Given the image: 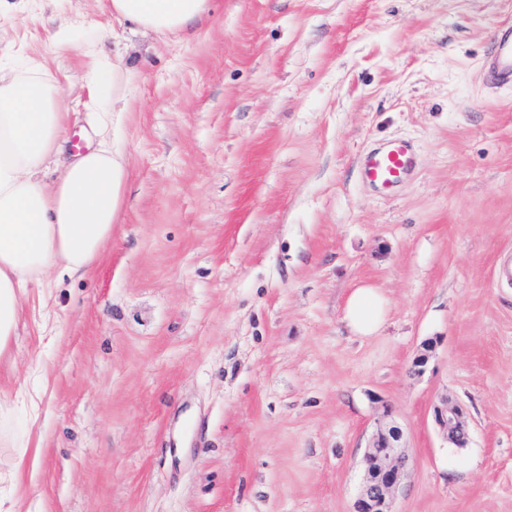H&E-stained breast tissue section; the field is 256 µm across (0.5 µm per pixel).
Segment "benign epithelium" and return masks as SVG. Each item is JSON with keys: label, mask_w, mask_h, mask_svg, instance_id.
<instances>
[{"label": "benign epithelium", "mask_w": 512, "mask_h": 512, "mask_svg": "<svg viewBox=\"0 0 512 512\" xmlns=\"http://www.w3.org/2000/svg\"><path fill=\"white\" fill-rule=\"evenodd\" d=\"M433 420L455 447L469 443L468 416L464 406L442 398L434 406ZM404 431L395 422L379 427L364 455V474L352 512H395L394 494L408 470L403 451Z\"/></svg>", "instance_id": "1"}]
</instances>
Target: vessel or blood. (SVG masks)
Instances as JSON below:
<instances>
[{"label": "vessel or blood", "mask_w": 512, "mask_h": 512, "mask_svg": "<svg viewBox=\"0 0 512 512\" xmlns=\"http://www.w3.org/2000/svg\"><path fill=\"white\" fill-rule=\"evenodd\" d=\"M486 68L493 82L512 85V23L496 30ZM357 167L363 183L387 197L395 194L411 175L415 167L414 148L408 141L391 140L364 153Z\"/></svg>", "instance_id": "1"}]
</instances>
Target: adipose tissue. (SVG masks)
I'll use <instances>...</instances> for the list:
<instances>
[{
    "label": "adipose tissue",
    "mask_w": 512,
    "mask_h": 512,
    "mask_svg": "<svg viewBox=\"0 0 512 512\" xmlns=\"http://www.w3.org/2000/svg\"><path fill=\"white\" fill-rule=\"evenodd\" d=\"M112 18L157 34L181 31L202 19L210 0H107ZM110 58L97 56L88 79L91 132L87 152L70 154L61 138L68 119L62 83L45 63L0 67V355L22 318L19 298L29 284L84 275L112 238L129 162L113 124L123 108L101 99ZM59 170L47 181L50 170ZM389 302L375 285L350 290L343 319L358 336L377 334Z\"/></svg>",
    "instance_id": "adipose-tissue-1"
}]
</instances>
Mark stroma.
I'll use <instances>...</instances> for the list:
<instances>
[{"mask_svg": "<svg viewBox=\"0 0 512 512\" xmlns=\"http://www.w3.org/2000/svg\"><path fill=\"white\" fill-rule=\"evenodd\" d=\"M101 16L98 0L0 13L1 66L34 56L67 77V150L89 130L88 52L113 53L103 90L128 100L130 163L102 257L21 296L0 497L352 512L391 418L409 457L397 512H512V86L483 70L512 0H212L167 36ZM391 138L417 162L385 198L356 162ZM361 283L390 302L367 339L343 321ZM445 395L467 447L432 423Z\"/></svg>", "mask_w": 512, "mask_h": 512, "instance_id": "35a3bbf8", "label": "stroma"}]
</instances>
